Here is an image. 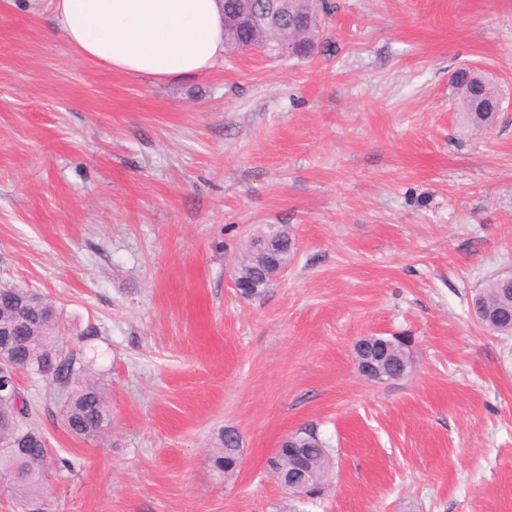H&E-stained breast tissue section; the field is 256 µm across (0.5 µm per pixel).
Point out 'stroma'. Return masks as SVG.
<instances>
[{"instance_id": "obj_1", "label": "stroma", "mask_w": 512, "mask_h": 512, "mask_svg": "<svg viewBox=\"0 0 512 512\" xmlns=\"http://www.w3.org/2000/svg\"><path fill=\"white\" fill-rule=\"evenodd\" d=\"M332 3L313 57L151 80L78 58L48 0H0V286L58 307L110 412L76 438L20 374L46 479L0 512H512V335L470 309L512 274V0ZM469 65L502 98L485 131L450 83ZM271 224L288 269L243 296ZM366 336L408 337V375L366 381ZM308 426L332 483L297 499L268 461ZM225 432L221 434L219 438V450L218 454L214 457V465L216 470L224 474V477L232 475L237 470V464L235 461L238 457L240 448V439L238 434L231 432Z\"/></svg>"}]
</instances>
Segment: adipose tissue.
Listing matches in <instances>:
<instances>
[{"label": "adipose tissue", "mask_w": 512, "mask_h": 512, "mask_svg": "<svg viewBox=\"0 0 512 512\" xmlns=\"http://www.w3.org/2000/svg\"><path fill=\"white\" fill-rule=\"evenodd\" d=\"M74 52L155 80L204 73L224 56V0H51Z\"/></svg>", "instance_id": "ef3b65f1"}]
</instances>
